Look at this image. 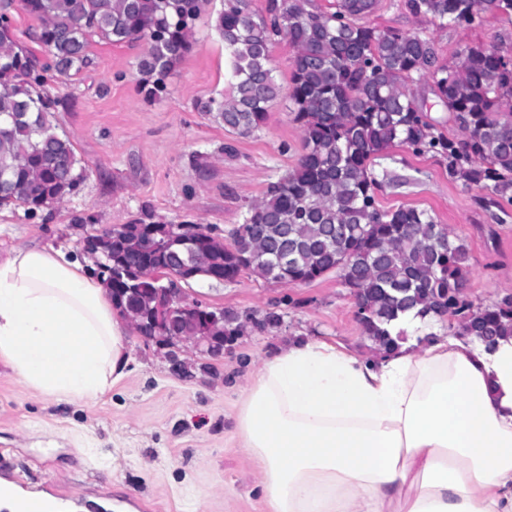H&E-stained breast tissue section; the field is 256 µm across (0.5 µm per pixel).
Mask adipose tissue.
<instances>
[{"label": "adipose tissue", "mask_w": 512, "mask_h": 512, "mask_svg": "<svg viewBox=\"0 0 512 512\" xmlns=\"http://www.w3.org/2000/svg\"><path fill=\"white\" fill-rule=\"evenodd\" d=\"M128 335L72 251L0 258V361L28 389L97 402ZM236 430L267 512H512V336L409 339L366 359L294 338L253 373Z\"/></svg>", "instance_id": "1"}]
</instances>
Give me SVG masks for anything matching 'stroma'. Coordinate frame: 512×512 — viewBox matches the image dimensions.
<instances>
[{"label": "stroma", "mask_w": 512, "mask_h": 512, "mask_svg": "<svg viewBox=\"0 0 512 512\" xmlns=\"http://www.w3.org/2000/svg\"><path fill=\"white\" fill-rule=\"evenodd\" d=\"M221 0H212L192 29L193 47L166 78L163 96L147 97L137 62L146 41L92 43L91 64L54 77L48 90L59 105L58 133L72 142L82 174L58 204L28 216L0 208V254L13 246H61L81 252L98 229L144 224H201L216 234L242 221L269 182L295 168L301 132L287 96L271 106L259 132L242 137L200 112L224 95V45L215 30ZM378 29L430 38L439 61L467 46H512V24L486 14L480 27L418 20L405 0H377ZM386 180L381 208L430 210L470 248V274L461 291L473 308L512 294V204L497 206L480 189L448 175L446 159L403 146L377 159ZM188 300L282 322L244 333L199 373L205 358L190 342L176 350L194 376L169 370L165 349L130 333L123 377L101 400L60 402L25 387L0 364V478L26 491L62 494L66 512H264L258 473L236 435L235 422L250 374L288 338L312 336L359 355L374 345L354 314V297L336 274L310 283L277 284L243 272L236 281L200 280Z\"/></svg>", "instance_id": "stroma-1"}]
</instances>
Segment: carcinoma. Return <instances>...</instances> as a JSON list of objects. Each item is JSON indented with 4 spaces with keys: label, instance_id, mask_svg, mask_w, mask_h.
Listing matches in <instances>:
<instances>
[{
    "label": "carcinoma",
    "instance_id": "obj_1",
    "mask_svg": "<svg viewBox=\"0 0 512 512\" xmlns=\"http://www.w3.org/2000/svg\"><path fill=\"white\" fill-rule=\"evenodd\" d=\"M211 0H24L39 22L36 40L47 55L15 40L11 25L0 43L13 59L0 60V207L35 213L59 203L78 185L80 160L72 142L56 131L57 102L46 74L67 75L90 64L92 39L120 45L147 40L139 62L146 94L165 91L163 78L191 49L194 22ZM312 0H266L264 12L249 0H222L216 29L224 42L228 90L200 110L240 136L261 130L279 97L272 56L277 41L293 49L288 100L301 130L295 168L268 184L252 202L229 243L206 229L185 243L172 229L154 225L148 238L139 222L98 236V273L127 320L141 329L154 321L157 344L178 336L226 343L241 335L238 313L197 303L199 310L158 315L156 289L165 286L175 260L189 266L188 280L221 275L234 282L244 271L284 284L310 283L334 271L356 293L363 333L391 349L405 336L396 321H425L446 314L458 334L493 341L512 335V297L470 310L461 285L470 270L464 241L426 209H381L375 160L394 146L448 156V176L477 187L492 203L512 204V50L467 46L460 64H437L432 41L414 32L379 30L365 22L374 0H337L335 10ZM430 22L473 26L482 0H406ZM428 77L438 101L460 131L451 139L415 100L407 82Z\"/></svg>",
    "mask_w": 512,
    "mask_h": 512
}]
</instances>
